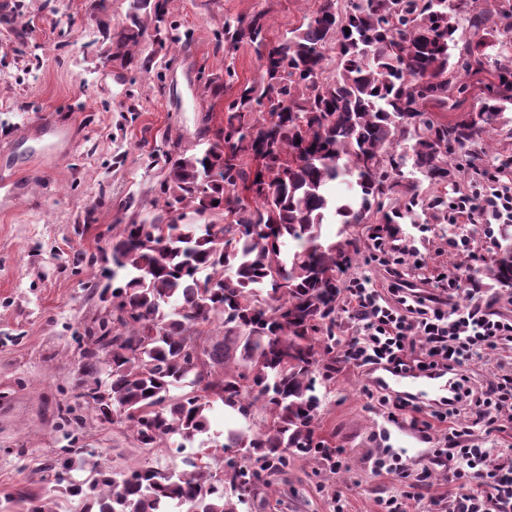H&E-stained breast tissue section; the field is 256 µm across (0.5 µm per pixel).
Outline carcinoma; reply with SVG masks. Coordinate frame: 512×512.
I'll use <instances>...</instances> for the list:
<instances>
[{"instance_id":"carcinoma-1","label":"carcinoma","mask_w":512,"mask_h":512,"mask_svg":"<svg viewBox=\"0 0 512 512\" xmlns=\"http://www.w3.org/2000/svg\"><path fill=\"white\" fill-rule=\"evenodd\" d=\"M168 2L129 0L109 37L112 66L152 69L166 47ZM318 2L273 41L265 12L224 18V53L254 46L258 76L238 86L205 148L153 150L164 171L154 210L130 196L115 219V285L100 291L112 292V312L85 331L75 399L124 428L147 459L116 471L93 449L71 448L79 467L48 461L41 491L0 496V512H61L54 491L72 512H237L288 459L328 447L317 437V383L329 374L316 368L336 352V272L360 254L348 230L371 224L390 247L400 224L448 223L439 188L452 178L450 160L512 123V68L485 87L478 109L439 114L459 108L486 49L512 60V41L462 0ZM150 29L158 47L146 52ZM408 165L437 191L404 181ZM331 221L339 228L327 238ZM492 249L486 275L512 284V224L500 225ZM216 404L246 423L212 444L220 465L194 453L179 467L151 463L172 437L180 455L209 434Z\"/></svg>"}]
</instances>
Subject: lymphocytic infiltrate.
I'll list each match as a JSON object with an SVG mask.
<instances>
[{"instance_id":"f902f5d3","label":"lymphocytic infiltrate","mask_w":512,"mask_h":512,"mask_svg":"<svg viewBox=\"0 0 512 512\" xmlns=\"http://www.w3.org/2000/svg\"><path fill=\"white\" fill-rule=\"evenodd\" d=\"M452 224H512V176L490 175L482 191L452 197ZM447 299L424 298L374 288L362 276L345 283L346 303L360 324L359 336L339 342L342 359L371 372L377 368L453 372L459 392L446 407L428 415L447 424L448 438L432 452L434 464L447 467L454 494L438 502L440 512H512V461H500L491 448L458 446L457 421L493 427L499 415L512 410V375L498 374L488 384L472 383L467 363L488 352L512 362V319L494 316L478 303L464 306L453 299L462 292L458 274H444Z\"/></svg>"}]
</instances>
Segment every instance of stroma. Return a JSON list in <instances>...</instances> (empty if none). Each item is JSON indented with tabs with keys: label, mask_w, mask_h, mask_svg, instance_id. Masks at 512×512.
<instances>
[{
	"label": "stroma",
	"mask_w": 512,
	"mask_h": 512,
	"mask_svg": "<svg viewBox=\"0 0 512 512\" xmlns=\"http://www.w3.org/2000/svg\"><path fill=\"white\" fill-rule=\"evenodd\" d=\"M317 0H169L168 26L180 37L161 51L153 69L136 67L116 77L107 66L103 28L125 19L126 0H108L91 13L89 0H0V181L14 183L12 209L0 210V494L31 485L49 458H62L72 437L95 448L113 469L143 461L141 451L110 424L88 420L67 424L59 408L72 400L80 383L77 338L106 312L91 290L103 269L111 268L113 221L127 197L150 204L163 177L146 157L160 137L197 152L203 129L224 124L227 88L213 96L211 83L232 63L239 82L252 80L259 61L244 44L225 57L217 41L225 17L267 12L277 38L312 16ZM68 129L53 153L31 139L45 118ZM512 159V124L470 149L457 152L454 182L467 189L473 177L469 154ZM468 235L484 250L478 224L401 227L410 254L402 265L404 286L428 296L433 278L445 266L448 240ZM485 261L474 262L475 301L512 318V288L493 286ZM317 433L339 450L342 465L330 469L311 459L295 460L277 486L287 512H382V499L406 490V482L374 471L376 456L400 457L410 477L423 467L432 475L420 497L407 500L406 512H436L435 499L452 486L447 468L433 465L432 444L441 427L423 441L408 423L387 422L371 403L365 373L344 361L333 363ZM496 429L470 426L460 446H482L512 456V411Z\"/></svg>",
	"instance_id": "obj_1"
}]
</instances>
